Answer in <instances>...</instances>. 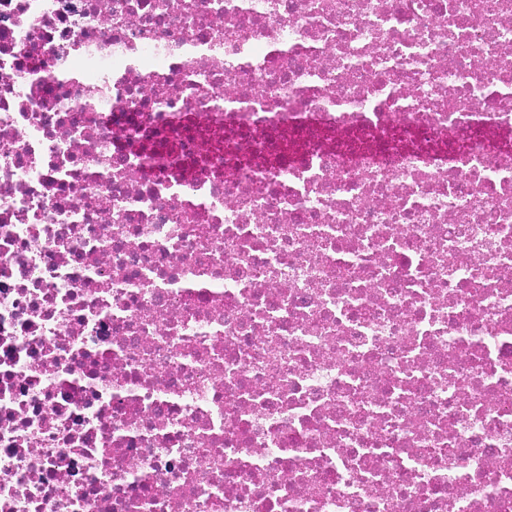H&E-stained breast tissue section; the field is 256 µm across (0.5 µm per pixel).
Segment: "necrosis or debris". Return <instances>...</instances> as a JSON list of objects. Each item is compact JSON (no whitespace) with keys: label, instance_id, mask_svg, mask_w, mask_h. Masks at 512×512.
Masks as SVG:
<instances>
[{"label":"necrosis or debris","instance_id":"1","mask_svg":"<svg viewBox=\"0 0 512 512\" xmlns=\"http://www.w3.org/2000/svg\"><path fill=\"white\" fill-rule=\"evenodd\" d=\"M0 512H512V0H0Z\"/></svg>","mask_w":512,"mask_h":512}]
</instances>
